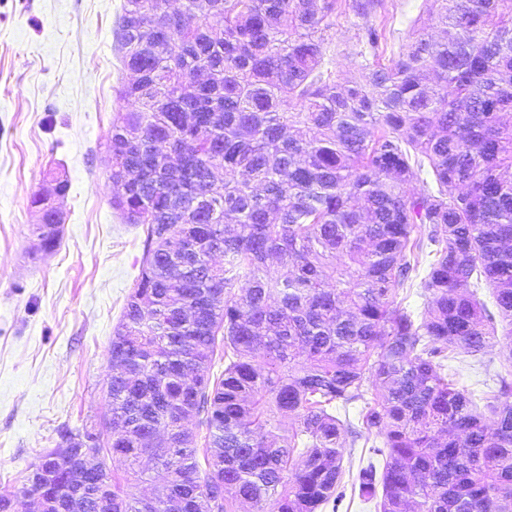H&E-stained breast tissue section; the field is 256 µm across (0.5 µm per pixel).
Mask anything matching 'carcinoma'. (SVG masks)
Masks as SVG:
<instances>
[{"label": "carcinoma", "instance_id": "carcinoma-1", "mask_svg": "<svg viewBox=\"0 0 512 512\" xmlns=\"http://www.w3.org/2000/svg\"><path fill=\"white\" fill-rule=\"evenodd\" d=\"M439 2L440 37L415 26L386 63L359 29L362 85L330 68L339 0H124L112 205L145 239L111 418L62 428L0 512H322L345 440L373 437L383 468L352 485L379 512H509L512 381L483 397L489 426L448 353L493 346L497 315L512 335V0ZM85 454L95 496L72 481Z\"/></svg>", "mask_w": 512, "mask_h": 512}]
</instances>
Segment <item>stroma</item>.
<instances>
[{
  "label": "stroma",
  "instance_id": "obj_1",
  "mask_svg": "<svg viewBox=\"0 0 512 512\" xmlns=\"http://www.w3.org/2000/svg\"><path fill=\"white\" fill-rule=\"evenodd\" d=\"M124 0H0V492L55 447L58 429L107 412L106 350L135 284L143 229L112 206L107 149L119 91L132 75L115 29ZM436 0H385L373 18L393 54ZM362 18L344 8L329 32L337 74L356 65ZM69 181L56 204L61 245L40 251L34 193L51 194L49 169ZM448 362L461 387L494 390L512 367V338Z\"/></svg>",
  "mask_w": 512,
  "mask_h": 512
}]
</instances>
